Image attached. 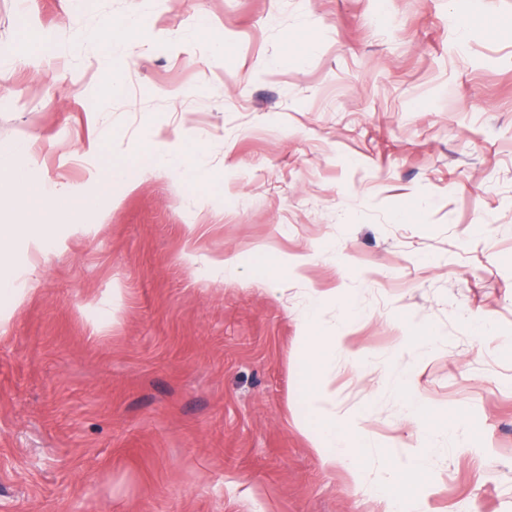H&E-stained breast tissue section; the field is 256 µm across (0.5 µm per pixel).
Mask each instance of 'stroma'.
<instances>
[{"label": "stroma", "mask_w": 512, "mask_h": 512, "mask_svg": "<svg viewBox=\"0 0 512 512\" xmlns=\"http://www.w3.org/2000/svg\"><path fill=\"white\" fill-rule=\"evenodd\" d=\"M1 61L0 145L89 204L0 202L58 229L0 244V512H383L418 445L401 381L471 430L434 429L416 512H512V0H0ZM312 301L347 336L322 378L370 436L355 472L304 430ZM144 22V16H138L133 20H128L123 26V38L117 42L112 43V33L105 36L103 44L100 48V55L108 65L112 63L113 59L118 54L116 47H127L131 43H135L141 33ZM155 156L156 165L179 175H191L196 179H203L205 176L203 156L192 153L181 157H170L168 155L151 151ZM19 274L8 268H2L0 264V297L1 305L2 300L7 297L10 299L13 310H15L20 303L19 290L15 288V282L17 281Z\"/></svg>", "instance_id": "stroma-1"}]
</instances>
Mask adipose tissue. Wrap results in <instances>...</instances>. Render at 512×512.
<instances>
[{"label": "adipose tissue", "mask_w": 512, "mask_h": 512, "mask_svg": "<svg viewBox=\"0 0 512 512\" xmlns=\"http://www.w3.org/2000/svg\"><path fill=\"white\" fill-rule=\"evenodd\" d=\"M27 150L19 144L0 147V192L11 195L23 205L45 204L61 201L56 188L37 187L27 177ZM307 336L302 339V364L305 369V399L315 420L312 441L328 466L341 463L357 467L356 452L368 447L366 434L353 423L341 421L335 413L325 408L326 393L320 368L329 354L335 353L344 336L341 330L323 331L319 326L318 311L309 308L306 314ZM398 394L404 401L410 419L419 426V446L405 456H387L382 476L385 490L386 512H408L409 497L413 494L426 472L430 454L429 433L432 429L447 425L460 426V419H448L447 415L425 416L417 395L406 385H398Z\"/></svg>", "instance_id": "adipose-tissue-1"}]
</instances>
